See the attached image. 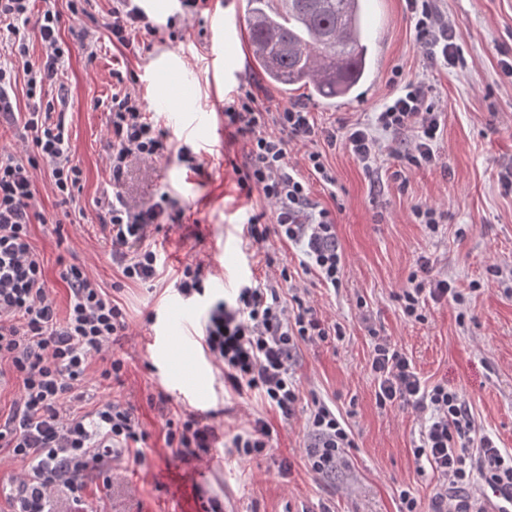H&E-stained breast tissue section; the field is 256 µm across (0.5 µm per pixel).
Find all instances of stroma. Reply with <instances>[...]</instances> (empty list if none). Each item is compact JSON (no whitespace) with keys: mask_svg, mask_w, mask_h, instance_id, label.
<instances>
[{"mask_svg":"<svg viewBox=\"0 0 512 512\" xmlns=\"http://www.w3.org/2000/svg\"><path fill=\"white\" fill-rule=\"evenodd\" d=\"M62 13L61 38L72 49L46 86L60 101L75 160L83 169L74 203L60 204L49 178L34 170V208L43 216L32 224L46 286L58 313L68 304L65 266L83 267L104 288L113 290L129 324V334L113 345L125 364L121 383L100 382L101 358H93L86 391L92 400L131 403L150 437L140 460L120 458L111 487L88 486L92 506L106 512H203L209 499L223 501L226 512H397L401 491H411L423 512L436 493L431 471H418L414 446L421 428L416 413L381 409L370 370L369 329L390 336L412 360L427 383H444L464 396L477 433L512 453V190L498 179L512 160V79L500 60L512 59V0H435L437 13L456 34L461 61L450 70L430 66L418 47L415 22L403 0H366L365 22L376 43L372 74L356 97L336 106L308 97L305 90L279 92L260 84L251 65L247 0H208L205 9L177 27L169 39L165 25L179 8L177 0H158L165 13L153 17L158 36L134 31L126 48L113 47L107 29L111 0H86L72 17L66 0H34L40 13L48 3ZM223 30H216V20ZM223 38L236 59L225 72L211 50ZM422 80L442 114L443 135L435 150L438 166L413 170L406 188L378 181L347 150H330L326 160L336 183L310 181L313 200L336 219L344 258L337 289L310 275L298 281L303 300L345 331L342 340L304 345L296 355L295 376L302 394H316L346 414L356 446L349 468L313 475L303 454L304 414L283 422L258 396L225 392L219 369L205 357L200 336L209 308L232 299L242 282L264 280L270 268H297L288 243L270 237L263 248L249 247L242 224L250 214L271 212L260 194L246 196L237 185L232 161L242 144L224 134V99L238 86L259 84V97L272 112L300 104L319 126L365 120L394 91V71ZM136 80L147 112L168 131L175 145L190 146L199 169L177 158L133 161L122 190L138 205L167 194L180 222L162 225L154 239L158 275L149 283L124 281L112 260L109 228L95 206L110 186L109 105L122 81ZM444 211L438 234L415 223L414 206ZM429 256L431 275L449 276L460 288L481 284L464 321L453 303L428 304L423 322L407 321L394 295L407 283L418 256ZM195 259L209 266L205 294L182 298L175 287L178 270ZM498 266L499 276L489 273ZM189 387L202 405L183 403ZM167 404L156 402V395ZM212 415L224 439L204 461L183 462L164 443L163 408ZM273 427L269 454L260 461L228 453L225 444L249 429L255 418Z\"/></svg>","mask_w":512,"mask_h":512,"instance_id":"stroma-1","label":"stroma"}]
</instances>
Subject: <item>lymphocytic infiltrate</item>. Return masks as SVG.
Segmentation results:
<instances>
[{"mask_svg":"<svg viewBox=\"0 0 512 512\" xmlns=\"http://www.w3.org/2000/svg\"><path fill=\"white\" fill-rule=\"evenodd\" d=\"M415 21L417 41L430 64L452 67L458 61L455 35L439 19L434 0H405ZM113 46H127L129 31L157 35L144 10L133 0H114L111 10ZM0 23L11 37L10 54L22 59L27 103L24 127L31 136L33 155L22 160L0 154V380L12 376L21 392L6 418L0 419V449L29 469L13 493V512H54V500L66 492L71 512H85L89 481L112 482L116 449L140 458L149 438L132 404L108 399L84 410V390L92 358L106 346L119 343L128 324L111 293L77 265L66 267L62 278L70 291L65 317H58L46 287L44 264L31 241L30 226L38 213L33 171L44 168L61 203L73 202L83 171L75 162L64 122H52L51 106L42 89L57 73L69 48L60 36L61 16L53 8L32 15L30 0H0ZM33 25L45 50L35 65L27 60L28 45L21 26ZM108 167L114 189L98 198L97 206L109 227L112 259L125 281L147 283L157 274V251L150 241L153 228L167 213L165 201L138 208L128 203L119 186L133 157L162 159L178 156L195 165L188 148H174L131 90L112 95ZM224 132L229 140H244L242 164L234 166L237 184L245 194L259 192L272 206L274 221L264 213L248 217L244 232L251 244L263 245L277 236L302 255L299 265L328 288L343 277V255L335 219L315 203L310 179L335 185L317 142L328 149H346L372 173L406 187L412 170L439 165L434 144L441 133V114L428 98L424 82L398 84L393 95L365 120L354 124L317 127L298 105L277 112L263 110L257 87L239 90L224 106ZM405 145L399 162L381 167L382 137ZM308 144L307 173L290 165V143ZM417 269L395 295L404 317L424 321L428 302H453L463 307L468 290L431 277L430 260L419 256ZM295 308L284 305L271 283L242 285L232 301L215 303L207 317L202 344L208 359L224 376V384L240 396L257 395L282 420L292 421L302 401L293 364L300 344L317 345L342 338L339 323H331L297 294L294 277L282 273ZM370 369L377 382L379 407L414 411L421 419L414 452L419 466L436 474L440 489L434 512H448L449 493L471 485L474 474L489 482L512 486V456L489 437H476L474 422L459 390L422 381L411 359L390 337L371 332ZM89 403V402H88ZM165 444L183 461L199 460L217 443L216 428L206 418L183 414L166 421ZM305 456L312 472L328 475L346 468L347 452L355 445L351 429L324 400L312 398L305 419Z\"/></svg>","mask_w":512,"mask_h":512,"instance_id":"1","label":"lymphocytic infiltrate"}]
</instances>
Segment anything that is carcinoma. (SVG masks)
Wrapping results in <instances>:
<instances>
[{
  "mask_svg": "<svg viewBox=\"0 0 512 512\" xmlns=\"http://www.w3.org/2000/svg\"><path fill=\"white\" fill-rule=\"evenodd\" d=\"M359 0H248L254 69L283 92L302 87L333 104L353 95L370 71Z\"/></svg>",
  "mask_w": 512,
  "mask_h": 512,
  "instance_id": "carcinoma-1",
  "label": "carcinoma"
}]
</instances>
